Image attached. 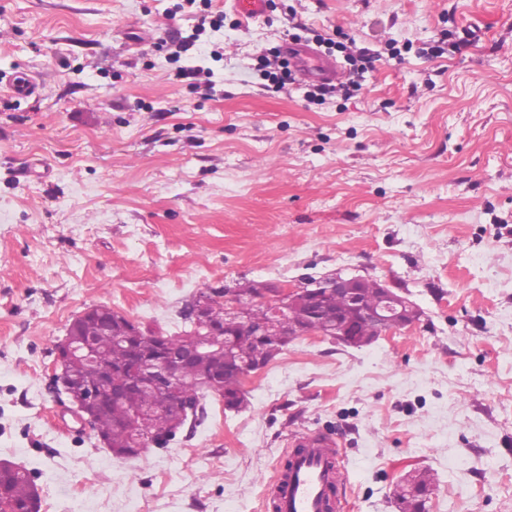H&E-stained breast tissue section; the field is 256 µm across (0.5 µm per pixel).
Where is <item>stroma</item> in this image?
I'll use <instances>...</instances> for the list:
<instances>
[{
  "instance_id": "obj_1",
  "label": "stroma",
  "mask_w": 512,
  "mask_h": 512,
  "mask_svg": "<svg viewBox=\"0 0 512 512\" xmlns=\"http://www.w3.org/2000/svg\"><path fill=\"white\" fill-rule=\"evenodd\" d=\"M176 0H0V459L40 512H273L294 436L338 433L341 512H397L432 469L429 512H512V0H269L191 59L162 40ZM367 49L357 91H268L256 58L294 23ZM224 59L212 62L214 47ZM442 47L441 57L429 51ZM340 273L421 311L371 345L293 341L168 448L119 458L54 392L55 346L104 304L165 335L207 288ZM177 78L187 80V87L204 99H211L215 92L214 72L210 68L195 67H178ZM8 88L17 96L30 97L36 92V81L23 71H14L7 77ZM437 482L436 474L431 469H423L417 475L418 487L429 494L425 502L420 501L419 497L412 492L407 481L397 483L393 489V498L398 512H428L427 503L434 493Z\"/></svg>"
}]
</instances>
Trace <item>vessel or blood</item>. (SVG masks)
I'll use <instances>...</instances> for the list:
<instances>
[{"instance_id":"vessel-or-blood-1","label":"vessel or blood","mask_w":512,"mask_h":512,"mask_svg":"<svg viewBox=\"0 0 512 512\" xmlns=\"http://www.w3.org/2000/svg\"><path fill=\"white\" fill-rule=\"evenodd\" d=\"M244 22L263 18L268 0H230ZM283 53L310 80L330 84L338 73L336 61L305 43L285 42ZM290 465L276 469L269 487L277 512H325L333 490L347 481L342 441L331 433L309 432L295 437Z\"/></svg>"}]
</instances>
